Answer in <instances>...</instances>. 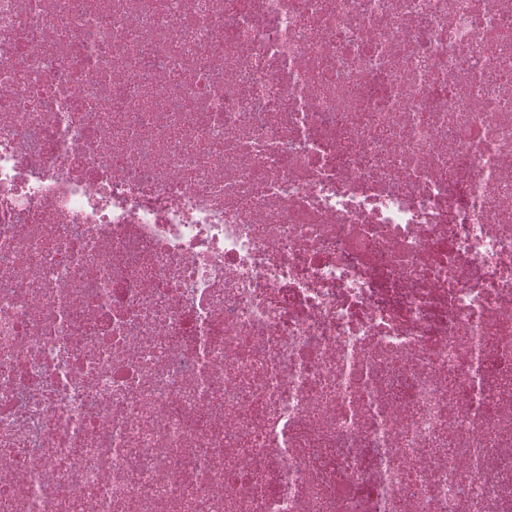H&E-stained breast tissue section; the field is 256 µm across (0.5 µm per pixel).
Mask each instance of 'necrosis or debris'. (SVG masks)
Segmentation results:
<instances>
[{
	"label": "necrosis or debris",
	"instance_id": "obj_1",
	"mask_svg": "<svg viewBox=\"0 0 512 512\" xmlns=\"http://www.w3.org/2000/svg\"><path fill=\"white\" fill-rule=\"evenodd\" d=\"M0 512H512V0H0Z\"/></svg>",
	"mask_w": 512,
	"mask_h": 512
}]
</instances>
